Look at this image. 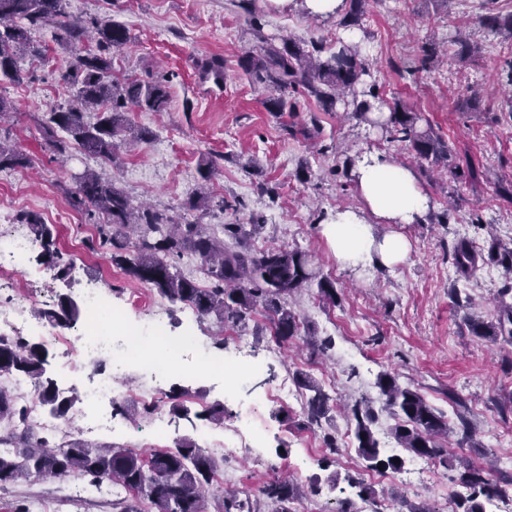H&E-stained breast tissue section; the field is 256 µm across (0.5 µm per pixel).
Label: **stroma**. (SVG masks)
<instances>
[{"mask_svg":"<svg viewBox=\"0 0 512 512\" xmlns=\"http://www.w3.org/2000/svg\"><path fill=\"white\" fill-rule=\"evenodd\" d=\"M66 9L78 19L105 17L124 25L131 40L113 54L115 75L146 81L169 74L171 101L162 112H131L134 124L154 136L145 144L120 145L112 164L100 165L79 152L52 158L40 124L68 97L63 75L71 55L57 47L50 29L32 31L44 59L22 56L24 83H0V96L13 105L0 114V132H9L32 161L27 168L0 169V218L13 224L22 213L38 214L51 226L64 256L85 258V278L111 288L112 302L124 306L127 321L139 324L162 314L169 337L186 330L181 304L160 298L153 310L127 307V296L139 282L112 265L108 251L88 249L96 226L70 198L85 169H104L133 206L151 205L177 224H245L260 216L262 228L247 239L251 248L271 243L313 254L317 271L334 280L339 293L333 304L323 302L314 287L287 300L306 336L334 338L327 355L314 354L304 338L275 344L270 314L257 309L233 327L250 344V362L257 367L235 387H228L223 376L201 373L154 381L133 369L120 378L125 393L160 388V407L173 421L168 447L194 436L193 418L214 404L226 408L223 424L215 428L224 439L238 425L237 411L251 409L250 428L260 438L248 457L235 461L220 448L213 455L219 470L234 472L229 489L248 496L258 512H271L261 490L277 475L296 479L297 503L313 512H339L347 503L360 507L369 488L388 512L424 500L435 512H458L457 503L467 493L460 480L463 460L488 469L512 494V342L472 336L466 325L470 316L495 321L502 304H512V291L502 268L483 264L464 278L453 260L459 240L485 251L491 237L512 238V201L500 193L502 178L512 176V92L499 83L505 61L512 59V34L481 23L488 14H511L512 0H370L358 31L370 64L367 83L386 99H401L420 112L447 141L454 163L478 172L457 179L416 166L407 143L387 140L350 106L340 103L328 112L315 99L290 92L286 98L294 111L265 108L266 91L249 81L239 58L262 36L333 44L344 35L335 18L277 13L267 9L265 0H66ZM459 26L481 45V55L450 54L439 66L422 68V46L447 47ZM212 56L224 60L219 83L202 78L197 67ZM366 151L415 167L433 200V213H447L448 221L405 226L411 242L406 262L351 271L337 263L319 222L336 208L360 207L350 169ZM210 158L218 169L206 184L200 166ZM205 185L225 199L227 209H186ZM40 253L33 247L26 271L1 285L0 297L33 288L42 309L62 294L80 299L78 281L48 273ZM385 371L418 388L452 426L446 445L457 463L406 458L405 469L417 465L433 473L413 485L369 480L363 460L344 458L326 445L332 436L356 448L344 406L377 399V376ZM301 373L330 398L331 410L320 424L307 422L305 390H297L296 400L286 404L266 399L281 380L296 383ZM176 402L188 409V417L173 414ZM268 459L280 463L278 474L265 471ZM59 485L56 479L14 483L0 491V512H10L17 502L29 512H56Z\"/></svg>","mask_w":512,"mask_h":512,"instance_id":"stroma-1","label":"stroma"}]
</instances>
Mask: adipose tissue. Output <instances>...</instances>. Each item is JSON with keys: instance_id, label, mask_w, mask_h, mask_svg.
Segmentation results:
<instances>
[{"instance_id": "obj_1", "label": "adipose tissue", "mask_w": 512, "mask_h": 512, "mask_svg": "<svg viewBox=\"0 0 512 512\" xmlns=\"http://www.w3.org/2000/svg\"><path fill=\"white\" fill-rule=\"evenodd\" d=\"M352 177L360 208L336 210L320 223L337 262L351 269L405 262L411 245L402 228L423 222L432 206L415 171L371 151L357 159ZM377 224L393 225L394 230L375 235Z\"/></svg>"}]
</instances>
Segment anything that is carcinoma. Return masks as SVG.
I'll return each mask as SVG.
<instances>
[{
    "label": "carcinoma",
    "mask_w": 512,
    "mask_h": 512,
    "mask_svg": "<svg viewBox=\"0 0 512 512\" xmlns=\"http://www.w3.org/2000/svg\"><path fill=\"white\" fill-rule=\"evenodd\" d=\"M369 0H346V10L338 25L351 29L361 25ZM49 26L56 45L72 51V61L65 83L71 99L67 105L51 113L42 125L48 148L64 157L73 149L111 162L116 143L125 136L132 142L148 141L152 132L132 124V108L163 112L170 101L164 79L121 81L112 72V52L130 42L128 29L109 19L73 18L65 9V0H0V80L21 83L25 79L18 65L20 56L42 55L33 45L29 33ZM461 56L480 52L477 43L457 33L448 40ZM240 67L252 82L272 92L264 100L270 112H283L288 101L282 93L290 90L313 97L331 108L339 102L351 104L364 117L373 109L366 97L377 98L374 87L362 91L369 64L359 46L336 39V47L320 42L288 37L274 44L266 40L249 50L239 60ZM202 76L216 82L224 79V60L206 59L198 64ZM389 110L386 124L389 139L408 143L415 158L429 164L442 163L457 177L459 168L452 163L445 139L433 127H418L419 115L398 100L380 101ZM97 112L90 123L85 114ZM25 154L0 143V168L24 167ZM72 205L85 212L88 219L104 217L96 224L98 238L91 241L92 251L106 249L112 264L133 279L149 285L172 303L191 305L202 317L214 315L221 322L237 323L246 314L261 307L272 316V336L278 342L300 335L299 315L287 307L285 297L312 282H317L320 296L328 301L337 298L336 282L317 278L308 253L286 248L253 250L243 244L249 231L261 228L260 219L251 220V230L243 224H221L207 230L201 224H174L165 213L148 207L134 208L113 179L101 172L87 170L80 175ZM29 236L42 247L41 257L65 278L71 273L70 261L56 247L50 225L34 213L22 215ZM236 242L229 247L222 235ZM197 257L209 280L206 288L171 271L173 262L184 254ZM489 257L497 259L512 277V240H493ZM457 270L469 276L477 270L478 254L465 240L454 248ZM51 324L71 325L78 321L80 309L69 297L61 296L56 304L41 310ZM472 335L495 339L512 338V304L503 307L496 323L468 319ZM46 349L26 340L0 339V378L25 373L38 380L41 403L58 417H66L76 402L74 397L60 395L53 380L45 377ZM301 388L312 393L306 401L308 418L318 423L328 413V395L310 376L298 377ZM378 402L362 400L346 406L350 426L357 441L358 455L368 467L398 469L396 455L382 452L374 434V426L382 413L396 419L390 428L397 447L414 456L440 458L447 455L439 439L448 435V418L428 403L419 389L400 384L392 372L379 375ZM22 408L0 388V447L10 449L0 455V489L24 480H44L72 476L98 487L108 480L126 491L148 500L154 512H205L206 495L212 486L216 461L191 438L163 452L143 454L122 446H93L79 439L36 436L17 432L16 422ZM461 479L470 489L459 507L462 512H485L483 502L501 493L487 471L461 460ZM262 495L276 506V512H291L295 488L288 480H276L262 488ZM224 512H252L249 500H241L226 492Z\"/></svg>",
    "instance_id": "carcinoma-1"
}]
</instances>
